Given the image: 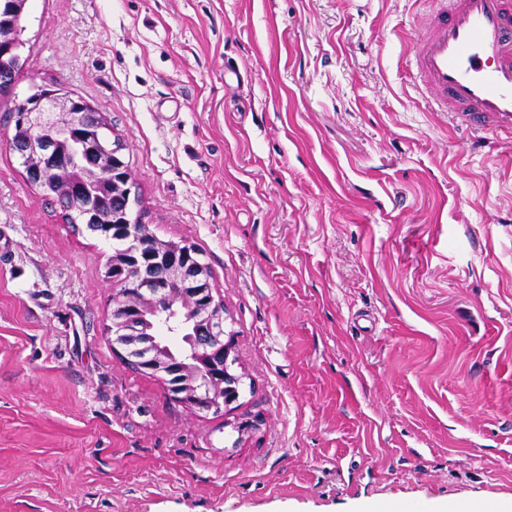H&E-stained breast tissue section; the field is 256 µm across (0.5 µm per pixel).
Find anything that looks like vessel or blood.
<instances>
[{
    "instance_id": "obj_1",
    "label": "vessel or blood",
    "mask_w": 512,
    "mask_h": 512,
    "mask_svg": "<svg viewBox=\"0 0 512 512\" xmlns=\"http://www.w3.org/2000/svg\"><path fill=\"white\" fill-rule=\"evenodd\" d=\"M413 54L435 111L512 142V0H430Z\"/></svg>"
}]
</instances>
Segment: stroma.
Here are the masks:
<instances>
[{
	"label": "stroma",
	"instance_id": "35a3bbf8",
	"mask_svg": "<svg viewBox=\"0 0 512 512\" xmlns=\"http://www.w3.org/2000/svg\"><path fill=\"white\" fill-rule=\"evenodd\" d=\"M428 9L29 0L16 94L59 83L108 118L133 211L207 263L247 386L198 411L123 360L111 244L0 138V512L512 502V144L428 109Z\"/></svg>",
	"mask_w": 512,
	"mask_h": 512
}]
</instances>
